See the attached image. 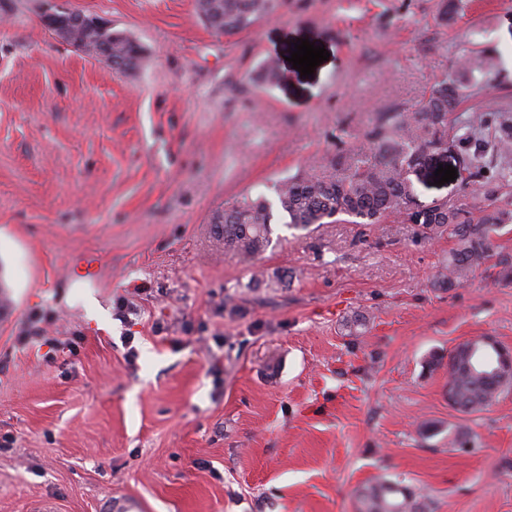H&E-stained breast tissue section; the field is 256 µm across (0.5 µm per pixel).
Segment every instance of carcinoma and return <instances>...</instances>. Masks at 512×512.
Segmentation results:
<instances>
[{"mask_svg":"<svg viewBox=\"0 0 512 512\" xmlns=\"http://www.w3.org/2000/svg\"><path fill=\"white\" fill-rule=\"evenodd\" d=\"M277 0H206L196 8L212 30L225 35L248 28L254 20L271 13ZM69 40L100 46L109 42L112 66L135 68L143 60V48L127 36L84 27L74 28ZM473 85H487L489 69L484 58L468 67ZM469 157L465 192L457 202H414L408 172L420 160L444 144L448 128ZM361 141L346 147V139ZM336 151L323 159L320 171H298L274 186L277 202L265 195L246 198L214 223L224 226V247L249 260L270 246L275 219L287 227L307 229L337 216L352 224H378L400 217L418 224L424 237L448 234L456 248L448 257L447 273L440 285L452 287L466 281L490 257L491 233L512 223V102L494 108L466 105L459 83L446 74L415 107L400 112H379L367 126L352 132L340 129ZM469 339L448 355V403L460 412L479 410L512 385V373L495 375L498 354L478 348L484 366L473 367ZM396 485L381 481L365 489V512H426L428 505L404 494Z\"/></svg>","mask_w":512,"mask_h":512,"instance_id":"obj_1","label":"carcinoma"}]
</instances>
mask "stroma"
<instances>
[{
  "mask_svg": "<svg viewBox=\"0 0 512 512\" xmlns=\"http://www.w3.org/2000/svg\"><path fill=\"white\" fill-rule=\"evenodd\" d=\"M69 4L146 60L115 69L55 37L43 0H0V512H361L382 480L430 512H512V388L457 411L443 363L475 336L512 350V224L452 288L454 239L398 218L276 224L249 261L213 232L464 58L492 62L484 106L512 94V0H280L234 35L194 0ZM301 39L329 53L309 77ZM464 163L432 152L416 201L459 200L434 173ZM83 253L95 281L68 273Z\"/></svg>",
  "mask_w": 512,
  "mask_h": 512,
  "instance_id": "obj_1",
  "label": "stroma"
}]
</instances>
